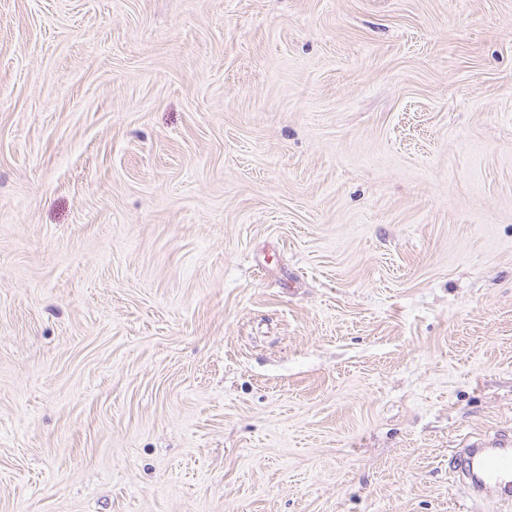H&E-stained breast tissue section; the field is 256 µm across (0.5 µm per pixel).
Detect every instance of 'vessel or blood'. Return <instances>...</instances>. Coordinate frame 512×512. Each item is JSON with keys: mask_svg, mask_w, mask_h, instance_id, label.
I'll return each mask as SVG.
<instances>
[{"mask_svg": "<svg viewBox=\"0 0 512 512\" xmlns=\"http://www.w3.org/2000/svg\"><path fill=\"white\" fill-rule=\"evenodd\" d=\"M453 469L461 476L465 495L488 493L512 502V440L497 437L468 444Z\"/></svg>", "mask_w": 512, "mask_h": 512, "instance_id": "vessel-or-blood-1", "label": "vessel or blood"}]
</instances>
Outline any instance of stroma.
<instances>
[{
	"mask_svg": "<svg viewBox=\"0 0 512 512\" xmlns=\"http://www.w3.org/2000/svg\"><path fill=\"white\" fill-rule=\"evenodd\" d=\"M512 0H0V512H512ZM512 441L506 437L479 440L454 457L452 472L461 476L464 493L479 496L490 493L503 502H512Z\"/></svg>",
	"mask_w": 512,
	"mask_h": 512,
	"instance_id": "stroma-1",
	"label": "stroma"
}]
</instances>
